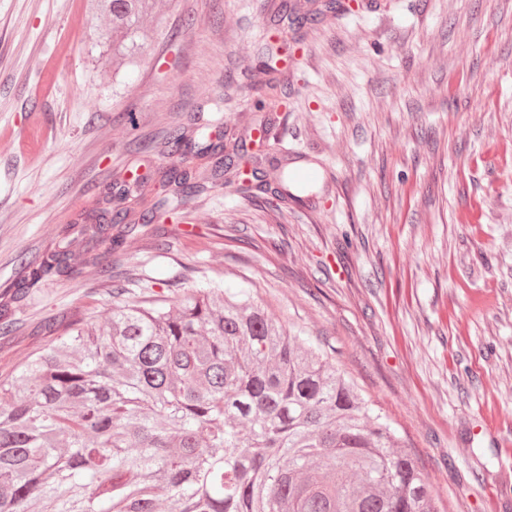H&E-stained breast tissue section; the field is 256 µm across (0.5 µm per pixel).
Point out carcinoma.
Here are the masks:
<instances>
[{
    "label": "carcinoma",
    "mask_w": 512,
    "mask_h": 512,
    "mask_svg": "<svg viewBox=\"0 0 512 512\" xmlns=\"http://www.w3.org/2000/svg\"><path fill=\"white\" fill-rule=\"evenodd\" d=\"M150 2L96 0L107 18L91 37L97 58L137 62L153 41ZM162 153L201 160L157 170L180 201L240 179L247 162L185 125ZM254 171L278 203L301 200L287 165ZM137 192L129 212L105 185L108 206L24 261L10 298L108 275L104 254L158 211L150 182ZM47 329L54 338L0 376V512H439L395 431L338 373L336 350L303 342L243 291L208 279L173 303L117 292L103 323L90 313Z\"/></svg>",
    "instance_id": "carcinoma-1"
}]
</instances>
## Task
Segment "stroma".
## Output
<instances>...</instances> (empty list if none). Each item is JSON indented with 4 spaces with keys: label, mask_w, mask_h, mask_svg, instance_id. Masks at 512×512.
<instances>
[{
    "label": "stroma",
    "mask_w": 512,
    "mask_h": 512,
    "mask_svg": "<svg viewBox=\"0 0 512 512\" xmlns=\"http://www.w3.org/2000/svg\"><path fill=\"white\" fill-rule=\"evenodd\" d=\"M338 2L287 34L280 0H158L148 52L111 69L86 0H0V294L114 173L165 165L172 125L320 174L278 211L210 184L160 236L132 233L112 276L38 284L9 305L0 375L116 289L173 299L218 277L336 348L440 512H512V0ZM277 38L279 106L261 111L251 68Z\"/></svg>",
    "instance_id": "obj_1"
}]
</instances>
